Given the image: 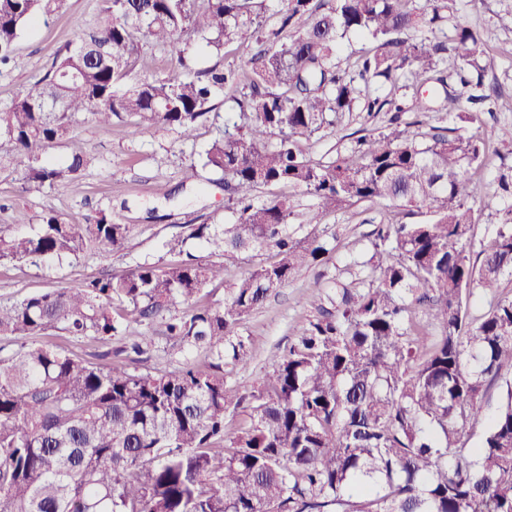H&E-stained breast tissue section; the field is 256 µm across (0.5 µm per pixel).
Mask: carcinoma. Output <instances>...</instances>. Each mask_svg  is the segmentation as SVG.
Here are the masks:
<instances>
[{"mask_svg":"<svg viewBox=\"0 0 512 512\" xmlns=\"http://www.w3.org/2000/svg\"><path fill=\"white\" fill-rule=\"evenodd\" d=\"M63 0H0V65L39 17ZM284 0L273 40L239 66L213 67L183 80L129 81L142 44L183 56L202 35L216 50L255 23L259 0H103L105 23L80 30L38 87L0 108V137L23 165V191L74 182L88 163L71 135L79 113L102 126L134 119L175 126L190 138L223 89L240 86L244 123L226 120L203 166L224 174L233 222L194 224L189 237L208 256L184 253L186 239L165 243L186 257L138 263L0 303V339L30 338L11 353L0 346V512H512V379L486 410L487 382L512 369V298L472 315L467 297L493 294L512 276V208L493 242L470 262L478 186L485 165L479 133L455 129L409 137L392 128L364 135L328 162L299 141L327 114L364 100L367 112H442L471 123L491 95L463 98L448 82L483 86L495 68L480 33L455 28L453 70L443 67L441 24L452 0ZM428 22V35L409 32ZM364 35L375 47L342 70L338 40ZM414 90L410 103L362 96L376 80ZM61 98L46 112L42 100ZM277 142H269L271 136ZM69 141L60 163L43 151ZM286 185L316 200L304 224L291 222L288 195L256 200ZM386 201L393 217L374 234L380 258L368 287L336 293L333 311L298 326L288 351L273 357L262 388L240 395L224 366L247 360L235 328L270 293L328 252L311 224L346 205ZM415 215L423 219L412 222ZM133 225L101 214L70 224L56 214L32 233L0 231V260L38 264L126 248ZM271 253L235 281L220 303L199 296L224 281V257ZM426 306L436 330L428 347L406 313ZM177 304L179 316L170 314ZM159 321L163 334L205 351L204 368L136 373L125 363L93 362L48 338L108 343L132 325ZM244 421L226 430L228 413ZM483 424L479 443L462 442Z\"/></svg>","mask_w":512,"mask_h":512,"instance_id":"obj_1","label":"carcinoma"}]
</instances>
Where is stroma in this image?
Here are the masks:
<instances>
[{
    "label": "stroma",
    "instance_id": "stroma-1",
    "mask_svg": "<svg viewBox=\"0 0 512 512\" xmlns=\"http://www.w3.org/2000/svg\"><path fill=\"white\" fill-rule=\"evenodd\" d=\"M450 18L478 29L487 50L496 58V68L488 72L485 87L494 89V113L484 117L481 127L449 119L447 113L418 116L402 113L400 124L408 133L453 126L460 134L480 131L488 147L481 180L477 222L472 231L470 260L479 263L480 253L502 222V210L512 197L499 188V176L512 167V140L504 130L512 129V0H454ZM105 20L101 0H64L48 20L29 27L16 46L15 66L0 69V106L19 93L35 89L37 81L64 52L79 29L98 27ZM252 34L222 50L196 41L188 55L178 57L153 42H145L136 58L131 76L135 79H182L193 72L217 66L235 67L244 46L254 44ZM240 89H227L216 96L207 120L199 125L193 139H185L173 127H140L135 120L113 121L103 127L85 116H76L72 133L83 144L90 160L80 178L68 185L29 195L22 190L21 168H0V227L13 232H30L49 213L73 224L85 223L93 211L111 215L113 221L129 224L133 232L123 252H91L76 260L45 262L39 265L0 261V303H13L50 288H75L104 271H119L143 261L167 263L165 248L173 235L186 236V250L203 255L198 240L189 236L194 224H225L231 213L220 174L202 167L200 156L224 133L225 117H238L235 106ZM390 115L367 116L362 108L337 117L303 139V152L326 162L346 152L357 137L384 130ZM389 209L382 203H358L327 215L317 231L328 249L326 258L302 269L257 310L237 326L249 348L250 359L224 369L228 385L242 394L254 392L271 370L273 354L293 341L292 329L313 318L318 307L334 309L336 291L360 287L368 278L369 259L376 252L373 231L385 222ZM139 333L148 336L144 352L130 362L139 372H165L187 364L205 365L203 352L180 349L161 335L158 325H142Z\"/></svg>",
    "mask_w": 512,
    "mask_h": 512
}]
</instances>
